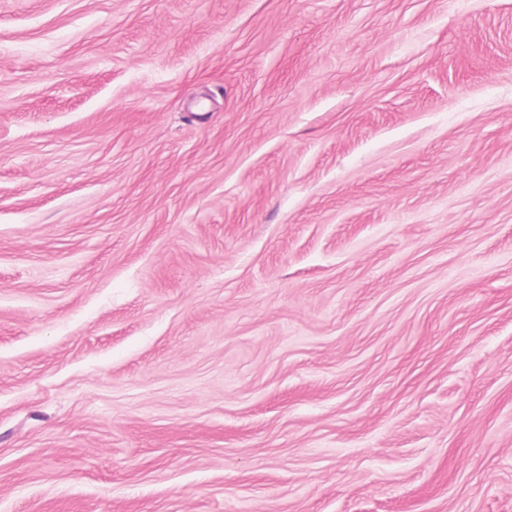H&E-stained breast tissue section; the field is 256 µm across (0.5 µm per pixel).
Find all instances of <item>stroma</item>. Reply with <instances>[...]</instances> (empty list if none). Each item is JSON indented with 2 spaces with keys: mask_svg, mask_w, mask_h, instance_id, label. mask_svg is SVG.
Masks as SVG:
<instances>
[{
  "mask_svg": "<svg viewBox=\"0 0 512 512\" xmlns=\"http://www.w3.org/2000/svg\"><path fill=\"white\" fill-rule=\"evenodd\" d=\"M0 512H512V0H0Z\"/></svg>",
  "mask_w": 512,
  "mask_h": 512,
  "instance_id": "35a3bbf8",
  "label": "stroma"
}]
</instances>
